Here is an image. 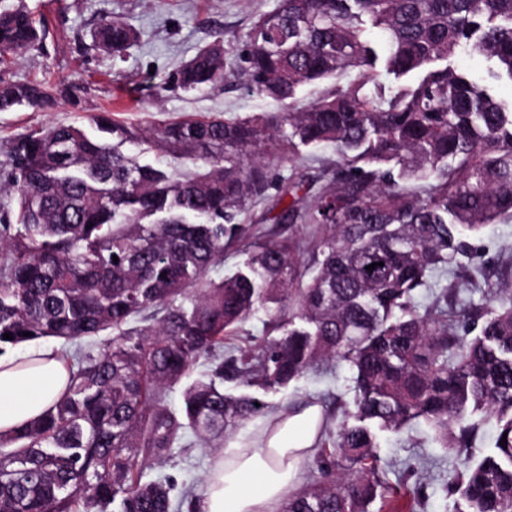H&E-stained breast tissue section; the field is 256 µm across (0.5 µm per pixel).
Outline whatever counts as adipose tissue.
I'll list each match as a JSON object with an SVG mask.
<instances>
[{"label": "adipose tissue", "mask_w": 512, "mask_h": 512, "mask_svg": "<svg viewBox=\"0 0 512 512\" xmlns=\"http://www.w3.org/2000/svg\"><path fill=\"white\" fill-rule=\"evenodd\" d=\"M65 362L44 345L0 356V433L40 416L64 392ZM321 408L269 413L251 439L229 440L205 477L199 512H279L318 434Z\"/></svg>", "instance_id": "ef3b65f1"}]
</instances>
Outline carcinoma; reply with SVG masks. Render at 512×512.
<instances>
[{"label":"carcinoma","instance_id":"cac0c4a2","mask_svg":"<svg viewBox=\"0 0 512 512\" xmlns=\"http://www.w3.org/2000/svg\"><path fill=\"white\" fill-rule=\"evenodd\" d=\"M367 20L393 85L378 78ZM44 37L24 0L0 11V64ZM137 39L114 17L92 46L120 58ZM462 51L512 81V0H279L248 34V89L291 104L301 88L351 74L311 106L150 127L101 112L86 129L14 136L0 160V355L46 338L112 341L66 353L63 395L0 434V512L190 509L191 490L177 495L147 469L192 438L219 448L270 409L224 382L279 391L330 361L348 363L354 383L338 430L328 416L318 424L317 463L335 478L309 484L284 512H372L378 499L387 512H417L416 497L389 496L377 448L378 433L420 420L463 457L448 492L467 512H512V281H484L480 304L452 283L417 300L433 276H455L468 238L512 221V103L459 71ZM227 69L218 36L174 81L200 90ZM54 98L48 84L0 78V112ZM323 143L337 159L318 192L276 171ZM126 144L194 168L141 164ZM252 204L264 210L247 224ZM290 221L305 226L311 268L301 241L268 228ZM231 245L247 261L210 278ZM260 310L266 335L233 342ZM188 378L182 409L170 408L167 391ZM491 419L493 450L475 459Z\"/></svg>","mask_w":512,"mask_h":512}]
</instances>
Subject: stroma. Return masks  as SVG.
<instances>
[{"label":"stroma","instance_id":"1","mask_svg":"<svg viewBox=\"0 0 512 512\" xmlns=\"http://www.w3.org/2000/svg\"><path fill=\"white\" fill-rule=\"evenodd\" d=\"M35 14L44 17L47 36L39 47L11 57L1 76L15 83L33 79L50 81L58 90L52 105L41 110L20 108L0 112V148L15 134L31 127L54 124H85L89 115L111 113L131 124L150 125L162 120H182L221 114L247 116L277 112L276 101L253 95L242 73L247 35L259 14L274 9L278 0H22ZM120 17L139 32V39L124 58H115L90 47L91 35L102 19ZM224 35V49L233 67L224 83L195 92L177 89L172 73L196 51ZM333 147H305L297 161L282 160V173L297 171L312 189L326 182L324 166L335 161ZM471 253L463 261L457 278L467 295L480 299L481 291L469 287L472 273L487 260L512 252V222L489 225L469 240ZM351 370L335 364L331 373H307L288 388L265 394L275 407L301 405L323 398L352 402ZM379 450L381 468L390 483L407 480L422 485L420 512H459L463 503L448 494L445 485L458 461L442 448L423 425L402 433H382ZM214 449L200 445L176 449L160 472L175 479L177 486L202 490L212 463ZM414 467L403 478L406 467Z\"/></svg>","mask_w":512,"mask_h":512}]
</instances>
